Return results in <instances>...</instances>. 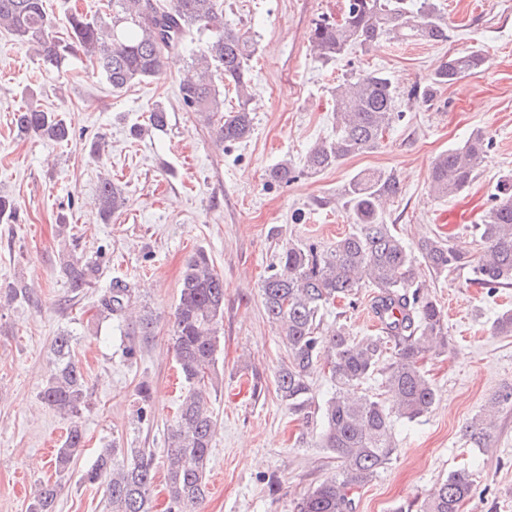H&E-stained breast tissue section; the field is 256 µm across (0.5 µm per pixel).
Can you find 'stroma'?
I'll list each match as a JSON object with an SVG mask.
<instances>
[{
  "instance_id": "stroma-1",
  "label": "stroma",
  "mask_w": 512,
  "mask_h": 512,
  "mask_svg": "<svg viewBox=\"0 0 512 512\" xmlns=\"http://www.w3.org/2000/svg\"><path fill=\"white\" fill-rule=\"evenodd\" d=\"M437 5L448 20L447 41L394 39L324 63L310 54L309 34L319 18L339 19L344 0H224L225 22L256 43L249 62L253 131L231 145L216 143L212 128L180 102L187 53L173 55L159 77L116 93L84 57L57 70L0 30V195L16 209L0 223V287H33L24 301L0 304V512H27L40 483L56 480L63 483L57 512H103L102 488L84 483L82 474L112 443L151 450L154 512H164L163 448L182 392L170 329L184 263L200 250L224 277V326L209 388L217 416L209 494L199 512H294L304 493L337 476L339 462L320 445V414L302 418L276 393L284 346L263 316L259 285L288 242L329 246L350 231L339 193L364 169L398 178L401 192L385 218L408 246L438 233L469 261L439 277L421 275L448 315L447 353L424 361L437 399L417 421L396 422L400 453L359 489L355 510L419 512L431 488L465 467L476 482L463 512H512V408L496 419L492 451L463 436L485 402L512 386V335L494 329L497 316L512 309V287L491 293L475 283L471 262L481 246L470 230L512 174V0ZM467 48L482 50L487 68L439 88L429 105L409 101L411 86L430 84L448 55ZM352 67L388 71L403 119L375 152L287 185L269 183L270 166L284 159L301 166L316 141L334 137L331 90ZM29 102L59 113L71 128L69 142L19 135L12 113ZM157 103L168 111L166 128L133 137ZM477 129L492 136L494 148L475 181L458 196H431L434 158ZM99 139L106 151L97 160L89 146ZM104 173L128 199L107 223L98 215ZM61 214L71 226L64 235L56 225ZM72 251L99 257L96 285L76 293L60 269ZM117 279L157 319L154 338L133 361L121 347L131 325L99 314L103 291ZM371 304V289H362L354 305L338 307L324 324L375 333ZM63 329L75 338L89 406L80 416L88 442L61 480L52 458L67 422L39 394L51 343ZM143 381L151 387L145 423L137 419ZM271 476L279 482L274 491Z\"/></svg>"
}]
</instances>
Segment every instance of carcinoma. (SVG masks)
I'll list each match as a JSON object with an SVG mask.
<instances>
[{
    "instance_id": "cac0c4a2",
    "label": "carcinoma",
    "mask_w": 512,
    "mask_h": 512,
    "mask_svg": "<svg viewBox=\"0 0 512 512\" xmlns=\"http://www.w3.org/2000/svg\"><path fill=\"white\" fill-rule=\"evenodd\" d=\"M44 0H0V29L11 31L37 48L42 60L56 68L67 57L82 54L92 72L105 77L115 92L162 73L167 56L187 46V38L209 32L207 40L189 54L190 73L180 85V100L190 112L205 114L215 125L217 140L240 143L250 137L251 76L248 61L255 43L239 28L224 22V0H105L93 15L73 8L67 12L68 40L54 35ZM423 42L448 40V24L433 0H346L342 20H317L310 32L313 54L324 63L348 57L382 39ZM486 55L467 49L448 56L424 89L408 91L410 99L428 105L436 90L482 69ZM231 86L237 107L224 111L219 85ZM336 137L316 142L306 153L302 171L318 174L346 159L370 153L382 145L384 134L402 118L398 93L380 69H353L332 89ZM166 108L155 104L148 128L166 127ZM12 124L23 136L67 142L71 132L64 119L34 104L12 112ZM491 136L477 130L460 145L432 162L429 191L437 198L459 194L476 179L490 150ZM299 172L283 160L268 171V180L288 184ZM100 219L127 204L124 191L112 179L99 184ZM400 194L391 172L363 170L353 175L341 193L351 231L323 247L315 241L288 244L262 280L264 315L285 344L275 373L276 393L289 410L302 413L313 403L309 376L323 363L336 392L322 412L321 447L341 463L339 478L324 482L299 499L295 512H354L353 495L397 457L394 419L413 422L436 401L433 384L421 360L448 351V326L441 307L419 280L417 261L404 244L397 225L386 222L384 204ZM484 245L473 270L486 288L512 285V175L501 181L486 219L473 225ZM419 253L435 275L464 264V256L439 235L419 242ZM99 271L98 260L70 254L63 273L75 290L88 288ZM361 288L374 289L373 309L380 333L356 338L345 327L321 329L336 301L351 300ZM132 290L113 280L101 298L100 315L123 319L132 313ZM156 318L143 312L133 335L144 341L154 336ZM224 325V278L204 251L186 261L180 294L173 313L172 348L177 369L186 384L174 424L166 432V512H198L208 493V461L217 422L208 391L217 361ZM74 337L60 331L51 345L53 369L41 391L42 403L70 421L58 449L55 468L65 474L84 447L85 432L78 414L85 407L87 383L72 355ZM380 392L358 398L345 392L374 376ZM502 405L512 406V388L491 397L484 417ZM465 437L478 447H493L486 423L472 425ZM85 479L104 488L108 512H152L150 492L154 468L144 448L109 446L97 453ZM474 484L473 474L457 469L448 474L422 502L421 512H461ZM59 482L41 484L27 512H54Z\"/></svg>"
}]
</instances>
